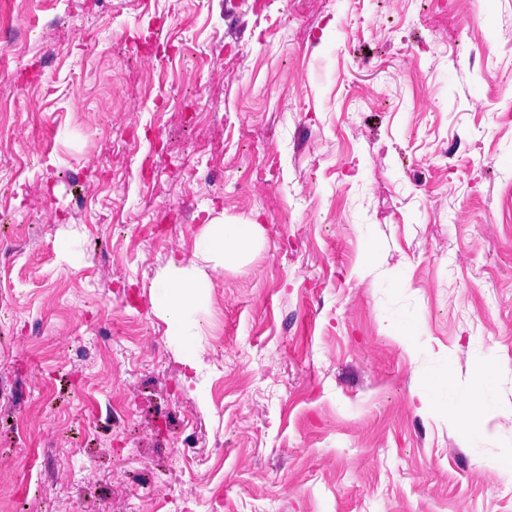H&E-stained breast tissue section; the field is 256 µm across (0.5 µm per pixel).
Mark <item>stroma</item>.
I'll list each match as a JSON object with an SVG mask.
<instances>
[{
  "mask_svg": "<svg viewBox=\"0 0 512 512\" xmlns=\"http://www.w3.org/2000/svg\"><path fill=\"white\" fill-rule=\"evenodd\" d=\"M0 22V512H512V0ZM219 216L193 371L148 285Z\"/></svg>",
  "mask_w": 512,
  "mask_h": 512,
  "instance_id": "1",
  "label": "stroma"
}]
</instances>
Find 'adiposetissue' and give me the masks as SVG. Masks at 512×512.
<instances>
[{"label":"adipose tissue","instance_id":"adipose-tissue-1","mask_svg":"<svg viewBox=\"0 0 512 512\" xmlns=\"http://www.w3.org/2000/svg\"><path fill=\"white\" fill-rule=\"evenodd\" d=\"M261 234L260 225L248 219L235 224L220 217L211 219L195 239L194 262L169 259L151 281L154 308L162 315L168 336L182 351L189 368L197 366V338L207 323L210 269L239 263L245 245L256 242Z\"/></svg>","mask_w":512,"mask_h":512}]
</instances>
